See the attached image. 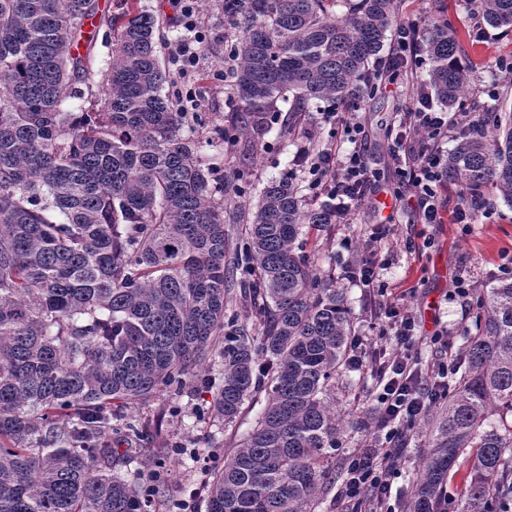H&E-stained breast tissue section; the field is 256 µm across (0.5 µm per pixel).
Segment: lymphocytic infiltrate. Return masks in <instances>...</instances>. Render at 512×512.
Wrapping results in <instances>:
<instances>
[{
  "instance_id": "1",
  "label": "lymphocytic infiltrate",
  "mask_w": 512,
  "mask_h": 512,
  "mask_svg": "<svg viewBox=\"0 0 512 512\" xmlns=\"http://www.w3.org/2000/svg\"><path fill=\"white\" fill-rule=\"evenodd\" d=\"M419 49L418 22L404 20L397 28L394 46L374 74L379 88L408 79L410 69L420 63ZM320 120L340 128L350 143L349 149L335 146L314 156L302 147L293 162L304 171L311 198H327L335 205L340 223L349 224L374 196L380 173L372 166L370 143L360 121L335 109L322 112ZM478 120L476 113L465 109L456 118H449L436 109L424 88L414 87L411 107L387 131V161L401 180L400 188L391 193L395 205L415 211L420 223H442L445 184L439 144L448 136L449 122L468 127ZM376 376L379 391L375 414L389 430L383 442L355 450L348 457L342 493L352 502L353 512H379L377 500L391 489L396 460L391 445L398 436L396 428L410 425L428 407L422 370L408 349L393 348Z\"/></svg>"
}]
</instances>
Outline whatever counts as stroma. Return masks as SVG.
<instances>
[{
    "label": "stroma",
    "instance_id": "1",
    "mask_svg": "<svg viewBox=\"0 0 512 512\" xmlns=\"http://www.w3.org/2000/svg\"><path fill=\"white\" fill-rule=\"evenodd\" d=\"M143 10L155 15L163 39L162 55L170 57L171 49L180 40L200 32L205 40L200 44V62L194 73L183 76L179 90H195L196 110L203 122L191 135L204 164L231 168L235 157L223 149L221 131L229 127L234 116L228 87L224 83V38L231 28L224 21V0H197L193 26H186L172 0H140ZM399 18L415 19L420 26L446 18L454 24L462 46V60L473 70V80L465 92L467 106L483 112L512 106V75L498 71L493 65L497 56L512 58V31L483 29L487 41L478 43L473 32L479 29L466 0H400ZM496 87L495 96H488L487 87ZM412 103L410 90L396 86L375 96H363L353 110L354 116L368 130L375 159H384L387 141L385 132L397 113ZM325 102L309 104L303 120L304 132L290 139L280 138L271 130L258 139L248 162L247 189L242 203H256L268 179L291 170L293 157L307 138H314L320 147L335 144L337 135L320 122ZM489 207L476 210L470 225L419 224L408 210L393 213L389 223H377L369 207H362L356 223L326 224L306 230L297 244L304 254L314 257L324 273L334 274L351 308L356 335L372 347H391L390 337L381 335L376 311L381 296L377 289L364 287L348 277L365 251L374 244L385 261L380 272L382 281L393 287V302L414 311L418 326L412 347L423 365L449 360L459 353L463 337L471 327L472 301L455 295L452 280L463 276L476 287L489 285L512 262V204L504 201L497 190H489ZM441 341H434L435 333ZM351 387L341 405L347 428L345 448L336 454L337 469H344L347 451L366 448L377 443L384 432L379 428L369 398L376 382L369 372L350 374ZM211 393L188 387L185 393H162L127 407L125 414L132 419H151L159 424L161 438L178 441L183 447L197 449L193 466L183 459L170 457L165 465L167 477L163 495L155 512H181L180 503L191 499L193 512H207L206 496L199 487L206 474L220 468L224 455L236 447L253 426L265 404L264 394L248 399L237 421L229 426L210 418L195 415L198 406L209 404ZM427 446L424 434L407 432L401 444L402 452L392 476V496L388 512H403L404 490L415 479L420 460Z\"/></svg>",
    "mask_w": 512,
    "mask_h": 512
}]
</instances>
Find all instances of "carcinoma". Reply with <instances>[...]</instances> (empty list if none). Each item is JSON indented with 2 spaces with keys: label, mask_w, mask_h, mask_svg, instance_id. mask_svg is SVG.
I'll list each match as a JSON object with an SVG mask.
<instances>
[{
  "label": "carcinoma",
  "mask_w": 512,
  "mask_h": 512,
  "mask_svg": "<svg viewBox=\"0 0 512 512\" xmlns=\"http://www.w3.org/2000/svg\"><path fill=\"white\" fill-rule=\"evenodd\" d=\"M99 23L112 62L95 71L74 52L96 0H0V512H148L159 481L107 446L112 417L190 382L214 391V418L234 423L246 399L266 404L246 439L205 485L208 512H312L342 448L336 391L352 316L336 280L296 241L334 224L308 209L293 171L248 211L215 200L244 194L241 169L213 173L183 135L195 112L162 94L181 74L162 67L157 20L123 0ZM474 15L512 31V0H476ZM235 38L230 97L250 142L291 101L282 134H298L312 100L359 98L396 23V0H224ZM428 87L450 110L470 84L448 23L425 30ZM85 86L91 111L63 107ZM444 178L475 209L495 188L512 203V116L485 113L461 134ZM245 222L231 245L226 216ZM239 305L230 309L233 290ZM462 364L431 413L428 446L406 512L512 508V277L472 293ZM224 343L219 380L191 363ZM140 444L150 420L125 425ZM467 467L456 499L448 480Z\"/></svg>",
  "instance_id": "1"
}]
</instances>
